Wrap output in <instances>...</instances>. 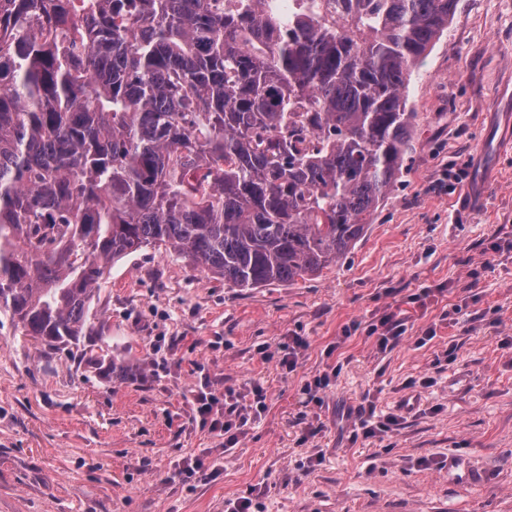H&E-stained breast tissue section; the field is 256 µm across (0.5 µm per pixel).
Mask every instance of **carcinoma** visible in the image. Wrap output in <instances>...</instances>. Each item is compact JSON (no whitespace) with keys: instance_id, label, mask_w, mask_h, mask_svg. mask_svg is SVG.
I'll return each instance as SVG.
<instances>
[{"instance_id":"cac0c4a2","label":"carcinoma","mask_w":512,"mask_h":512,"mask_svg":"<svg viewBox=\"0 0 512 512\" xmlns=\"http://www.w3.org/2000/svg\"><path fill=\"white\" fill-rule=\"evenodd\" d=\"M8 2L0 325L49 352L92 335L106 265L143 247L233 288L351 253L401 181L407 89L458 0Z\"/></svg>"}]
</instances>
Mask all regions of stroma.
<instances>
[{"label":"stroma","mask_w":512,"mask_h":512,"mask_svg":"<svg viewBox=\"0 0 512 512\" xmlns=\"http://www.w3.org/2000/svg\"><path fill=\"white\" fill-rule=\"evenodd\" d=\"M408 106L402 183L322 276L231 288L139 250L99 282L109 376L1 326L0 512H225L252 496L264 512H512V0H458ZM424 288L440 294L411 304ZM387 309L406 333L382 352L366 328ZM296 334L290 371L277 353ZM204 382L266 390L231 451L197 415ZM367 394L401 424L357 440L347 411ZM189 456L220 469L180 475ZM308 346L307 339L303 336H290L288 341L281 346L279 364L288 370H294L298 364L299 354Z\"/></svg>","instance_id":"1"}]
</instances>
